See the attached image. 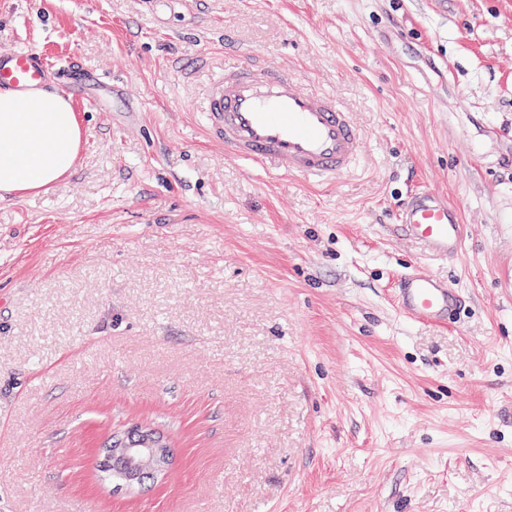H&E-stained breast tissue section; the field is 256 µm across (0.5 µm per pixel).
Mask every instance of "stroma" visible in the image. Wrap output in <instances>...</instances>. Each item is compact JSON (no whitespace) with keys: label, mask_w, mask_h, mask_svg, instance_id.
Wrapping results in <instances>:
<instances>
[{"label":"stroma","mask_w":512,"mask_h":512,"mask_svg":"<svg viewBox=\"0 0 512 512\" xmlns=\"http://www.w3.org/2000/svg\"><path fill=\"white\" fill-rule=\"evenodd\" d=\"M111 79L74 174L0 200V512H512V0H0V50ZM336 96L328 187L209 142L236 50ZM456 260L396 236L413 183ZM454 325L399 316L413 265ZM135 424L163 480L101 481Z\"/></svg>","instance_id":"1"}]
</instances>
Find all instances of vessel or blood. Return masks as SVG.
<instances>
[{
  "mask_svg": "<svg viewBox=\"0 0 512 512\" xmlns=\"http://www.w3.org/2000/svg\"><path fill=\"white\" fill-rule=\"evenodd\" d=\"M53 75L77 76L81 99L106 77L57 65L34 49L0 51V89L43 87ZM206 137L233 157L272 173L330 184L349 175L363 150L350 112L326 92L304 88L299 77L272 61L239 59L225 64L209 82L201 106ZM397 229L431 254L456 256L463 226L457 207L439 191L422 188L399 206ZM463 303L460 291L435 275L412 269L395 286L398 314L418 323H442Z\"/></svg>",
  "mask_w": 512,
  "mask_h": 512,
  "instance_id": "b4317fda",
  "label": "vessel or blood"
}]
</instances>
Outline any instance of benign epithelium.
<instances>
[{"mask_svg": "<svg viewBox=\"0 0 512 512\" xmlns=\"http://www.w3.org/2000/svg\"><path fill=\"white\" fill-rule=\"evenodd\" d=\"M172 459V450L163 437L138 425L113 434L112 454L106 457L115 464L121 481L127 485L158 477L169 470Z\"/></svg>", "mask_w": 512, "mask_h": 512, "instance_id": "1", "label": "benign epithelium"}]
</instances>
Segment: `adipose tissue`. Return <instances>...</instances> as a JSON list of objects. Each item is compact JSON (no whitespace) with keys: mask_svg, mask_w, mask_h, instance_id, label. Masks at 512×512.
<instances>
[{"mask_svg":"<svg viewBox=\"0 0 512 512\" xmlns=\"http://www.w3.org/2000/svg\"><path fill=\"white\" fill-rule=\"evenodd\" d=\"M82 137L69 97L57 88L0 89V200L47 191L71 175Z\"/></svg>","mask_w":512,"mask_h":512,"instance_id":"obj_1","label":"adipose tissue"}]
</instances>
